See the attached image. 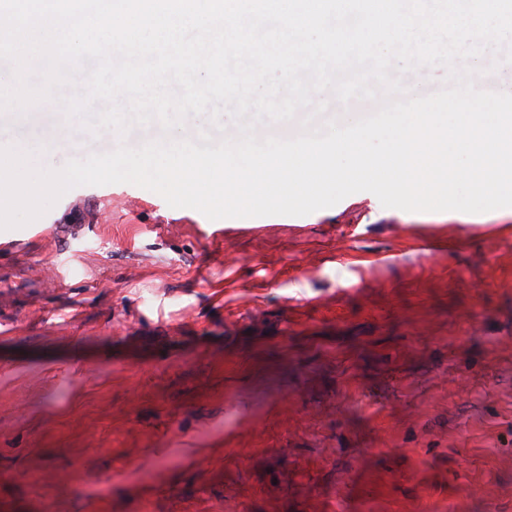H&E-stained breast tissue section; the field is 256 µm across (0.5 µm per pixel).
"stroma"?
<instances>
[{"instance_id": "1", "label": "stroma", "mask_w": 512, "mask_h": 512, "mask_svg": "<svg viewBox=\"0 0 512 512\" xmlns=\"http://www.w3.org/2000/svg\"><path fill=\"white\" fill-rule=\"evenodd\" d=\"M62 125L42 168L162 136L42 103L0 146ZM0 512H512V207L211 220L120 183L0 229Z\"/></svg>"}]
</instances>
